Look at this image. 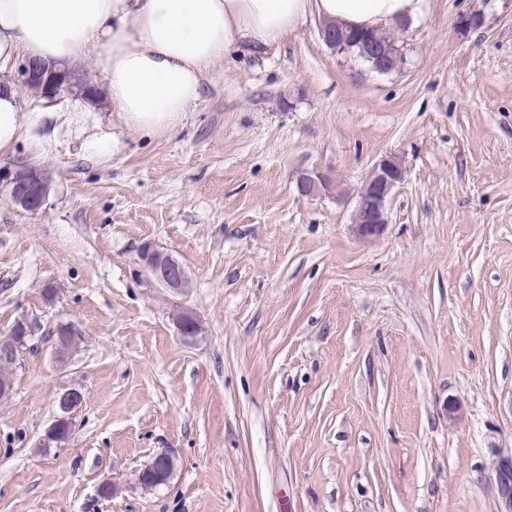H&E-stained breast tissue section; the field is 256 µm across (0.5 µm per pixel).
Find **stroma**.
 <instances>
[{"label":"stroma","mask_w":512,"mask_h":512,"mask_svg":"<svg viewBox=\"0 0 512 512\" xmlns=\"http://www.w3.org/2000/svg\"><path fill=\"white\" fill-rule=\"evenodd\" d=\"M427 4L391 73L310 16L225 57L163 137L17 88L33 120L0 176L50 185L35 214L0 190V334L25 318L39 338L0 402V512H512V0L471 29L472 0ZM386 155L406 174L366 243L350 214ZM303 172L339 194L301 197ZM148 244L183 263L181 293ZM70 388L72 431L42 451ZM161 451L173 474L143 487ZM140 259L155 279L166 288L173 291L184 288L187 280L186 270L170 253L148 245L142 249ZM77 330L71 324H61L55 330L54 344L52 345L56 361L64 366L67 364L74 336H77Z\"/></svg>","instance_id":"35a3bbf8"}]
</instances>
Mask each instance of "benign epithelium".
I'll use <instances>...</instances> for the list:
<instances>
[{
	"label": "benign epithelium",
	"mask_w": 512,
	"mask_h": 512,
	"mask_svg": "<svg viewBox=\"0 0 512 512\" xmlns=\"http://www.w3.org/2000/svg\"><path fill=\"white\" fill-rule=\"evenodd\" d=\"M484 22V11L475 4L469 12L460 17L459 23L465 27L480 26ZM400 52L393 45L369 46L366 56L376 63L379 71L390 70L391 57ZM20 84L34 96L48 101L54 100L65 87L82 84L90 94L97 93V87L87 79L84 70L70 67L56 71L36 59L24 60L18 68ZM405 178V170L393 156L381 158L373 167L368 178L358 191L355 208L351 215V226L354 235L370 241L379 237L387 224L386 203L397 184ZM11 200L24 210L35 213L46 202L49 190V176L41 167L33 168L29 179L21 180L11 176L5 185ZM335 188L333 180L319 172H305L297 179V189L303 197H315L326 194ZM140 259L155 279L163 286L179 291L184 288L187 273L184 266L170 253L148 245L140 253ZM77 330L71 324H61L55 330L52 345L56 361L64 366L67 364L74 336ZM9 337L15 339V349L28 343L33 337L32 326L18 320L9 330ZM83 402V395L76 389L63 392L58 399V413L46 431L42 447L49 448L52 444L65 440L72 428L75 412ZM174 469V459L166 451L155 455L154 465L139 475V480L147 483H162L170 479Z\"/></svg>",
	"instance_id": "obj_1"
}]
</instances>
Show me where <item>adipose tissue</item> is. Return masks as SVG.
<instances>
[{
  "label": "adipose tissue",
  "mask_w": 512,
  "mask_h": 512,
  "mask_svg": "<svg viewBox=\"0 0 512 512\" xmlns=\"http://www.w3.org/2000/svg\"><path fill=\"white\" fill-rule=\"evenodd\" d=\"M425 0H0V73L22 56L54 64L92 59L127 127L164 136L202 94L209 68L240 47L259 52L307 16L348 29L415 23ZM29 122L0 90V150Z\"/></svg>",
  "instance_id": "1"
}]
</instances>
